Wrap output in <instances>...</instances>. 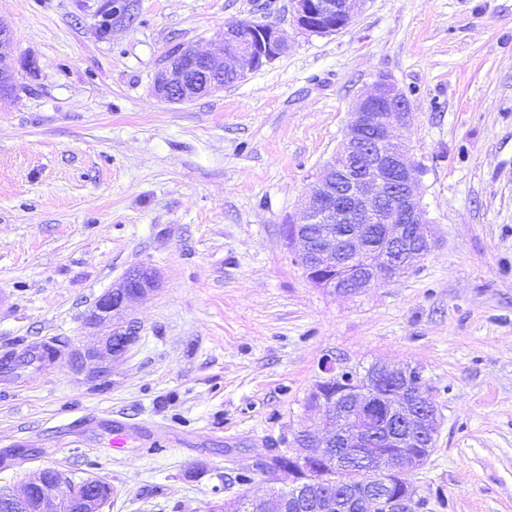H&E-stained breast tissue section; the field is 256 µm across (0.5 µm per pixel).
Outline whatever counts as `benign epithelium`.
Listing matches in <instances>:
<instances>
[{"mask_svg":"<svg viewBox=\"0 0 512 512\" xmlns=\"http://www.w3.org/2000/svg\"><path fill=\"white\" fill-rule=\"evenodd\" d=\"M364 0H291L297 25L312 35L344 29ZM223 48L204 54L192 45H182L168 55L154 78V92L169 103H185L224 87V75L235 80L261 69L280 57L286 42L279 30L267 23L240 21L224 27ZM14 51L10 26L0 21V96L9 94L15 72L8 66ZM413 111L405 93L391 78L381 75L371 88L357 96L340 151L328 161L302 201L303 220L292 226L290 244L313 284L339 294H355L383 286L413 269L431 248L433 230L418 202L414 162L407 152L403 130L411 125ZM381 225L383 242L363 265L369 226ZM156 285V272L136 267L102 294L86 316V326L96 330L97 342L70 349L68 363L77 375L96 381L112 376L136 342V329L124 321L125 314ZM380 388L362 390L351 401L353 425L339 439L351 449L354 462L371 474L367 487L345 504L330 498L317 501L318 512H400L405 499L387 500L380 480L414 469L418 456L374 448L369 425L378 419L398 420L410 436L432 435L437 425L434 403L423 388L394 385L392 377L408 376L409 367L380 364ZM322 428L301 435L305 454L293 458L299 465L319 459L336 469L347 464L340 455L327 454L336 439L331 417L335 406L319 403ZM40 468L16 490L9 492L14 512H104L114 488L105 478L89 474L75 477L56 470L48 479ZM296 472L291 466L286 471ZM276 470L265 477L270 493L256 499L261 512H290V499L275 485L286 473Z\"/></svg>","mask_w":512,"mask_h":512,"instance_id":"obj_1","label":"benign epithelium"}]
</instances>
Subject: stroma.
<instances>
[{"mask_svg":"<svg viewBox=\"0 0 512 512\" xmlns=\"http://www.w3.org/2000/svg\"><path fill=\"white\" fill-rule=\"evenodd\" d=\"M276 26L284 55L185 104L160 101L170 47ZM16 89L0 98V356L92 343L95 301L136 265L159 285L109 382L64 360L0 376V489L43 467L112 483L106 512H207L264 495L240 468L298 454L329 356L420 368L441 421L404 480L421 512H512V0H366L311 36L289 0H0ZM407 134L435 244L409 273L312 285L288 221L379 75ZM127 443L110 444L116 428ZM38 449L35 459L8 449Z\"/></svg>","mask_w":512,"mask_h":512,"instance_id":"obj_1","label":"stroma"}]
</instances>
